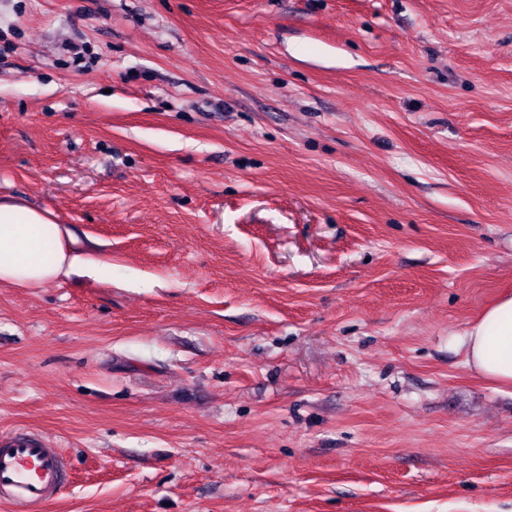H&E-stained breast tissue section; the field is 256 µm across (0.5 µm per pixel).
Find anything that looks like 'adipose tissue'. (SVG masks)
Segmentation results:
<instances>
[{"mask_svg":"<svg viewBox=\"0 0 512 512\" xmlns=\"http://www.w3.org/2000/svg\"><path fill=\"white\" fill-rule=\"evenodd\" d=\"M77 267L99 273L105 264L73 249L51 211L0 199V283L37 286ZM465 344L471 370L512 387V295L485 310L467 331Z\"/></svg>","mask_w":512,"mask_h":512,"instance_id":"1","label":"adipose tissue"}]
</instances>
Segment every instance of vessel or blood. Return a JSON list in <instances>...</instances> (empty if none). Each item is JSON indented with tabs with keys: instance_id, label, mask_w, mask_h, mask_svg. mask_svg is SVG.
Returning a JSON list of instances; mask_svg holds the SVG:
<instances>
[{
	"instance_id": "1",
	"label": "vessel or blood",
	"mask_w": 512,
	"mask_h": 512,
	"mask_svg": "<svg viewBox=\"0 0 512 512\" xmlns=\"http://www.w3.org/2000/svg\"><path fill=\"white\" fill-rule=\"evenodd\" d=\"M65 458L40 438L13 432L0 438V501L14 512H35L65 474Z\"/></svg>"
}]
</instances>
